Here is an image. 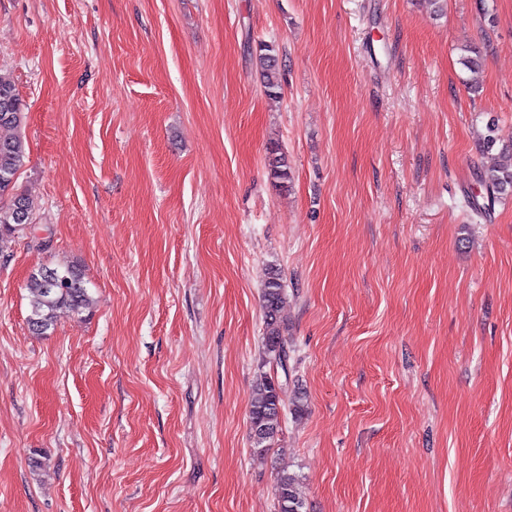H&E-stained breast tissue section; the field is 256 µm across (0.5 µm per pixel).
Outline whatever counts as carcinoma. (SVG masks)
I'll list each match as a JSON object with an SVG mask.
<instances>
[{
  "label": "carcinoma",
  "instance_id": "carcinoma-1",
  "mask_svg": "<svg viewBox=\"0 0 512 512\" xmlns=\"http://www.w3.org/2000/svg\"><path fill=\"white\" fill-rule=\"evenodd\" d=\"M255 56L261 68V87L266 96L277 99L282 91V74L275 46L259 43ZM22 122V107L11 79L0 72V253L3 243L22 221H32L33 204L30 198L16 188L15 176L24 163L25 144L17 129ZM268 165L283 185L289 184L288 159L279 146L270 148ZM476 182L484 196L473 197L471 208L478 214L488 211L494 203L512 196V148L501 151L499 160L476 173ZM30 314L29 331L46 336L54 329L60 315L78 314L88 307L90 295L82 272L77 267H40L28 279ZM287 303V294L279 269L270 268L262 290L264 319V346L273 366L288 373L287 327L281 311ZM285 387L275 374L265 373L253 386L249 398V424L253 448L259 456L275 444L281 430L283 395ZM279 512H305V498L299 478L281 472L276 481Z\"/></svg>",
  "mask_w": 512,
  "mask_h": 512
}]
</instances>
